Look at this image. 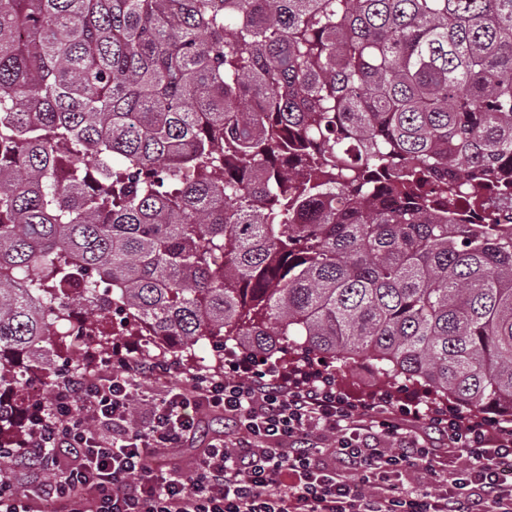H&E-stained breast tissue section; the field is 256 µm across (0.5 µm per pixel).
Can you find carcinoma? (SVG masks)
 I'll use <instances>...</instances> for the list:
<instances>
[{"label":"carcinoma","instance_id":"obj_1","mask_svg":"<svg viewBox=\"0 0 512 512\" xmlns=\"http://www.w3.org/2000/svg\"><path fill=\"white\" fill-rule=\"evenodd\" d=\"M460 181L512 183V0H0V444L112 311L512 417V224Z\"/></svg>","mask_w":512,"mask_h":512}]
</instances>
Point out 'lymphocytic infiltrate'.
I'll return each instance as SVG.
<instances>
[{
	"label": "lymphocytic infiltrate",
	"instance_id": "f902f5d3",
	"mask_svg": "<svg viewBox=\"0 0 512 512\" xmlns=\"http://www.w3.org/2000/svg\"><path fill=\"white\" fill-rule=\"evenodd\" d=\"M173 361L114 345L97 370L75 365L29 402L0 458V512H512V422L383 389L364 399L331 370L284 367L226 351L224 374L166 386L145 424L130 420L142 380ZM221 417L187 472L159 455L200 433L198 409ZM436 476L422 491L411 474Z\"/></svg>",
	"mask_w": 512,
	"mask_h": 512
}]
</instances>
